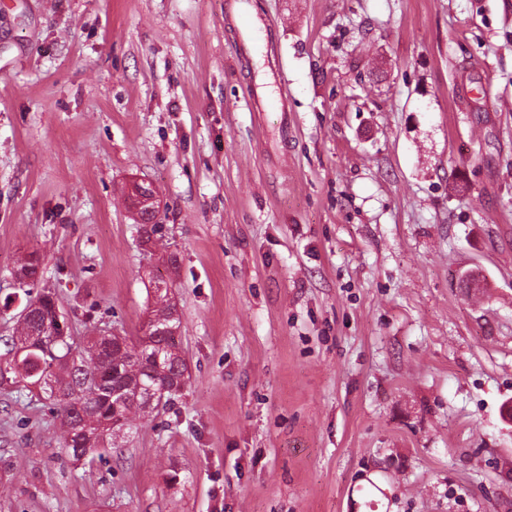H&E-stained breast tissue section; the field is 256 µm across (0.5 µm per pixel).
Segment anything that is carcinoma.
Returning a JSON list of instances; mask_svg holds the SVG:
<instances>
[{
	"mask_svg": "<svg viewBox=\"0 0 512 512\" xmlns=\"http://www.w3.org/2000/svg\"><path fill=\"white\" fill-rule=\"evenodd\" d=\"M39 261L24 260L15 275L19 285L38 278ZM168 291L158 293L156 309L138 343L126 336L83 338L72 332L66 318H51L49 305L29 299L19 314L17 334L6 340L7 355L0 364V384L14 378L39 389L51 415L60 421L62 447L76 461L97 454L112 438V424L133 428L131 414L144 416L169 404L170 389L180 383L186 364L175 336L162 335L156 322L180 328L172 317ZM164 354L158 372L149 358Z\"/></svg>",
	"mask_w": 512,
	"mask_h": 512,
	"instance_id": "obj_1",
	"label": "carcinoma"
}]
</instances>
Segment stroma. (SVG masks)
<instances>
[{
  "label": "stroma",
  "instance_id": "1",
  "mask_svg": "<svg viewBox=\"0 0 512 512\" xmlns=\"http://www.w3.org/2000/svg\"><path fill=\"white\" fill-rule=\"evenodd\" d=\"M233 2L0 0V337L187 365L91 466L0 388V512H512V0H250L281 112Z\"/></svg>",
  "mask_w": 512,
  "mask_h": 512
}]
</instances>
